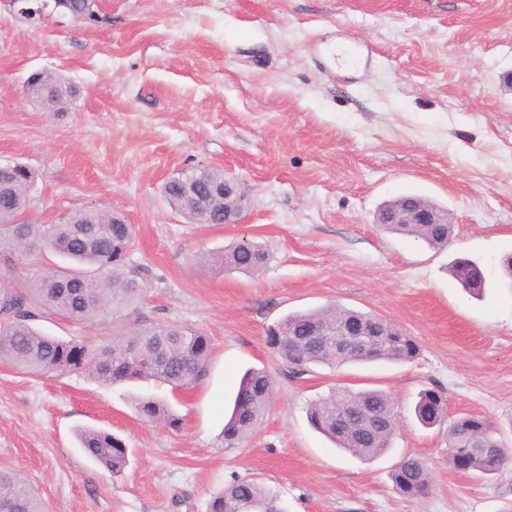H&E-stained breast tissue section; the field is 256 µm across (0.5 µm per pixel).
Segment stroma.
<instances>
[{
	"label": "stroma",
	"mask_w": 512,
	"mask_h": 512,
	"mask_svg": "<svg viewBox=\"0 0 512 512\" xmlns=\"http://www.w3.org/2000/svg\"><path fill=\"white\" fill-rule=\"evenodd\" d=\"M94 10L32 23L0 0V163L34 173L30 220L124 214L137 229L126 263L145 273L146 294L91 324L46 314L35 325L94 349L177 324L207 333L212 356L177 392L0 360V470L24 476L47 512H209L239 478L287 512H502L512 464L489 478L454 469L446 425L422 426L414 405L441 390L449 416L489 417L512 445V0H97ZM335 40L356 46V71L326 58ZM35 71L71 85L65 111L26 96ZM199 164L244 184L241 223L191 224L169 207L164 183ZM404 194L448 209L446 248L379 227V207ZM241 240L267 250L260 274L223 267ZM459 258L481 269L482 296L451 276ZM60 263L1 254L0 285L24 290L32 265ZM330 303L393 322L417 357L284 376L269 328ZM250 368L275 378V394L227 450L224 417ZM334 385L391 394L401 427L388 452L360 458L312 428L310 402ZM148 396L173 405L180 429L138 417L135 400ZM81 426L124 441L122 474L82 452ZM407 456L432 474L426 496L393 483Z\"/></svg>",
	"instance_id": "stroma-1"
}]
</instances>
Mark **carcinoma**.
Returning <instances> with one entry per match:
<instances>
[{"label": "carcinoma", "mask_w": 512, "mask_h": 512, "mask_svg": "<svg viewBox=\"0 0 512 512\" xmlns=\"http://www.w3.org/2000/svg\"><path fill=\"white\" fill-rule=\"evenodd\" d=\"M65 9L86 19L95 17L94 0H67ZM33 84L46 97L63 90L73 95L63 77L39 73ZM199 189L207 192L224 184V170L197 165L186 171ZM32 179L24 168H16L5 177L0 174V250L11 249L31 254L52 251L70 262L57 270L37 269L30 275L27 291L0 289V315L9 320L0 323V358L17 369L31 373H70L85 371L105 384L134 379H154L174 389L190 388L206 374L212 353V341L205 333L177 325H160L117 336L97 351L75 340L48 336L32 325L39 314L48 312L74 324L92 323L135 304L144 291V280L125 264L136 230L124 217L112 212L84 210L64 215L53 224L18 220L25 213ZM170 207L193 224H208L211 215L181 192L178 178L163 187ZM85 226L94 237L74 234ZM395 233L420 240L433 248L448 245L450 224H387ZM262 246L242 242L224 250V267L254 274L267 264ZM452 274L463 288L482 290L481 270L472 265L463 272L461 262ZM351 322L370 330H387L390 336L378 344L348 350L313 335L319 325ZM268 344L283 360L287 373L294 377L310 371L312 365L331 368L365 361L410 362L418 354L415 340L377 315L336 304L290 314L271 330ZM274 381L265 371L245 374L234 399L231 414L222 433L224 447L235 448L259 424L272 396ZM447 402L442 393L426 389L414 407L417 420L433 426L446 417ZM139 415L150 423L177 427L180 419L162 401L136 402ZM312 425L337 448L352 455L373 458L384 453L395 435L399 421L390 395L377 389L356 390L337 386L311 403ZM78 441L84 452L108 472L117 475L128 463V449L118 437L105 431L85 428ZM449 461L462 472H477L484 477L497 474L512 461V449L498 435L487 417L463 415L448 424ZM396 488L407 497L425 495L431 474L416 457H407L393 474ZM257 503L262 512H285L280 499L261 483L237 480L216 494L209 512H243ZM0 512H46L35 489L16 473L0 471Z\"/></svg>", "instance_id": "carcinoma-1"}]
</instances>
